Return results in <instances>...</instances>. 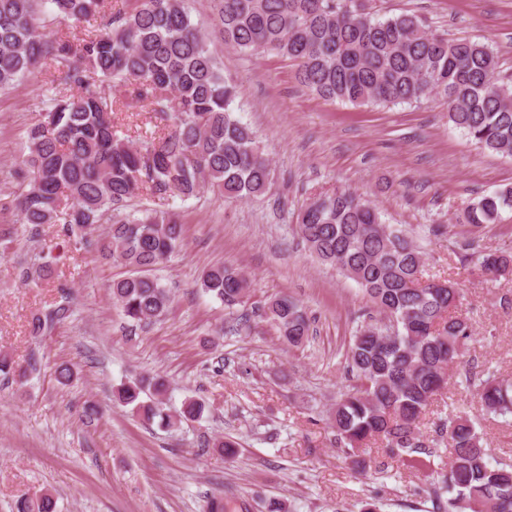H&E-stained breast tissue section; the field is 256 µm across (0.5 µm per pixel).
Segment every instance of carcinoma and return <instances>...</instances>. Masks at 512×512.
Instances as JSON below:
<instances>
[{
	"mask_svg": "<svg viewBox=\"0 0 512 512\" xmlns=\"http://www.w3.org/2000/svg\"><path fill=\"white\" fill-rule=\"evenodd\" d=\"M105 0H0V92L50 62L57 76L39 104L45 119L27 131V153L16 171L19 222L62 224L66 233L109 224L102 256L128 268L112 281V300L135 331L164 318L172 296L151 271L182 242V225L168 209L142 196L183 200L208 189L227 200L259 198L271 182V161L236 116L235 86L194 24L184 0H134L96 25ZM224 45L248 55L274 53L297 67L299 81L319 96L356 107L420 103L440 96L448 122L478 148L512 156V79L500 77L489 44L437 34L414 13L381 18L369 0H216ZM62 29H49L45 13ZM124 89V99L104 83ZM75 88L77 94L67 91ZM151 108L172 128L132 142L112 118L120 104ZM512 210V186L481 196L464 210L476 228ZM308 251L352 279L371 311L363 314L344 360L348 389L336 400L329 425L336 445L360 467V454L381 441L404 464L430 470L437 512H512V463L493 462L476 419L448 415L436 443L449 448L448 468L417 458L432 455L419 425L448 385L449 370L473 340L458 312L460 289L450 279L423 278L424 252L411 233L387 224L369 201L348 189L310 194L296 217ZM461 261L493 280L512 277V253L457 243ZM199 288L233 314L247 302L248 280L224 265L205 270ZM68 303L36 315L39 340L67 317ZM266 315L293 348L309 342L311 320L286 295ZM483 411L512 415V383L488 370L467 371ZM167 381L140 376L113 391L117 403L163 429L202 418L205 405L187 398L172 413ZM17 512H56L50 493Z\"/></svg>",
	"mask_w": 512,
	"mask_h": 512,
	"instance_id": "carcinoma-1",
	"label": "carcinoma"
}]
</instances>
